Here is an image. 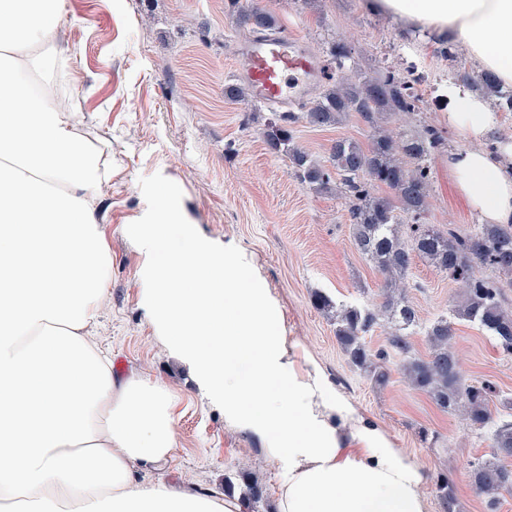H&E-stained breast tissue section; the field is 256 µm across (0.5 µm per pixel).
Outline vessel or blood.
Here are the masks:
<instances>
[{
  "label": "vessel or blood",
  "mask_w": 512,
  "mask_h": 512,
  "mask_svg": "<svg viewBox=\"0 0 512 512\" xmlns=\"http://www.w3.org/2000/svg\"><path fill=\"white\" fill-rule=\"evenodd\" d=\"M238 57L240 75L255 98L283 110L304 100L322 74L318 58L290 30L249 40Z\"/></svg>",
  "instance_id": "1"
}]
</instances>
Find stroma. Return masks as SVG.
Segmentation results:
<instances>
[{
  "instance_id": "obj_1",
  "label": "stroma",
  "mask_w": 512,
  "mask_h": 512,
  "mask_svg": "<svg viewBox=\"0 0 512 512\" xmlns=\"http://www.w3.org/2000/svg\"><path fill=\"white\" fill-rule=\"evenodd\" d=\"M278 28L294 30L322 61L327 78L336 68L328 48L344 40L359 72L387 68L413 77L420 91L410 122L387 116L394 132L424 125L442 132L449 149L460 142L448 124V77L455 60L438 57L426 30L367 8L366 0H259ZM244 31L226 0H66L60 98L77 111L87 139L112 156V183L104 192V220L111 253L109 299L97 326L98 344L116 369L166 386L175 399L176 448L153 481L191 482L223 490L232 479L258 470L265 494L258 512H276L281 470L265 458L260 440L228 424L222 407L200 391L193 374L155 339L143 309L144 255L130 224H147L163 207L183 211L198 236L244 258L252 276L268 288L282 311L285 335L324 369L336 388L378 420L424 471L428 512H440L432 477L447 473L459 512H487L486 499L470 483L469 464L490 451L492 427L476 429L441 412L391 369L378 386L351 367L336 341L329 315L316 309L314 292L335 302H379L383 279L356 250L347 205L333 192L317 193L295 178L285 158L271 150L260 130L272 109L255 100L233 102L224 85L236 80L237 49ZM296 144L326 160L332 144L349 138L368 144L370 131L357 116L341 124L294 125ZM431 183L423 221L444 228H473L476 219L454 190L448 154H432ZM409 298L420 326L413 352L426 357L425 328L462 301L457 283L415 261ZM454 348L463 383L486 382L512 399V356L504 355L477 325L454 323Z\"/></svg>"
}]
</instances>
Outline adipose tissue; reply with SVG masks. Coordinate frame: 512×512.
Returning a JSON list of instances; mask_svg holds the SVG:
<instances>
[{"label": "adipose tissue", "mask_w": 512, "mask_h": 512, "mask_svg": "<svg viewBox=\"0 0 512 512\" xmlns=\"http://www.w3.org/2000/svg\"><path fill=\"white\" fill-rule=\"evenodd\" d=\"M512 85V0H371ZM65 0H0V512H240L236 497L144 482L176 446L165 386L119 375L91 331L109 296L103 189L112 162L56 106ZM457 193L512 224V134L487 100L449 85ZM497 139L496 150L486 142ZM189 244L155 252L171 228ZM145 315L225 419L280 463L278 512H427L419 465L285 336L268 289L172 207L133 227Z\"/></svg>", "instance_id": "obj_1"}]
</instances>
